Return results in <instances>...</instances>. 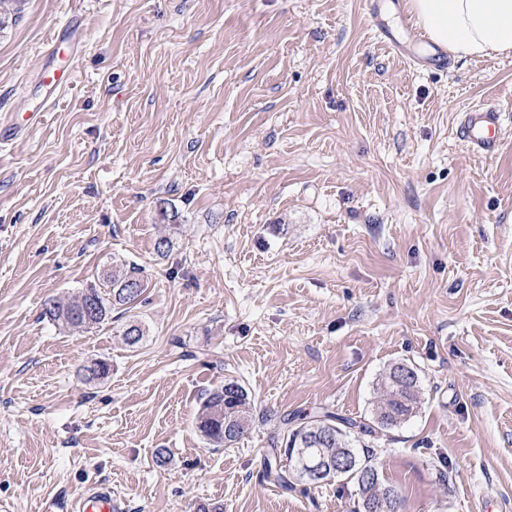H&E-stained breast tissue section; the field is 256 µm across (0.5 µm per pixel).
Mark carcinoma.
I'll return each instance as SVG.
<instances>
[{
	"instance_id": "carcinoma-1",
	"label": "carcinoma",
	"mask_w": 512,
	"mask_h": 512,
	"mask_svg": "<svg viewBox=\"0 0 512 512\" xmlns=\"http://www.w3.org/2000/svg\"><path fill=\"white\" fill-rule=\"evenodd\" d=\"M145 290L143 279L136 271L115 270L112 277L97 288L91 286L66 300L46 303L44 315L66 327L84 331L111 319L112 309L132 305ZM406 376L398 378L387 371L380 380V397L368 417H346L328 410L302 412L283 419L285 447L272 449L265 464L266 478L289 492H306L325 482L353 481L360 500L352 512H366V501L383 497L398 498L397 490L381 483L376 466L371 463L369 448L357 450L352 441L365 437L377 439V434L390 430L412 416L421 402V388L414 368L403 364ZM252 424V405L246 389L238 382L226 381L224 386L209 394L201 404L197 428L209 441L230 445L243 437ZM354 458L352 468L338 472L336 463L344 454ZM286 456L289 466L279 465L278 457ZM311 455H321L331 469L317 481L305 474V462Z\"/></svg>"
}]
</instances>
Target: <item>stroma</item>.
Wrapping results in <instances>:
<instances>
[{"label":"stroma","instance_id":"obj_1","mask_svg":"<svg viewBox=\"0 0 512 512\" xmlns=\"http://www.w3.org/2000/svg\"><path fill=\"white\" fill-rule=\"evenodd\" d=\"M486 103L493 157L457 137ZM0 136L8 512L95 482L120 512H352L354 483L286 493L263 459L286 415H370L397 363L422 389L374 442L399 512H512V54L415 70L366 0H24ZM123 265L147 285L137 347L127 318L44 317ZM228 379L253 426L217 447L196 421Z\"/></svg>","mask_w":512,"mask_h":512}]
</instances>
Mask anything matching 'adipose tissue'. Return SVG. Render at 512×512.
I'll use <instances>...</instances> for the list:
<instances>
[{"label":"adipose tissue","mask_w":512,"mask_h":512,"mask_svg":"<svg viewBox=\"0 0 512 512\" xmlns=\"http://www.w3.org/2000/svg\"><path fill=\"white\" fill-rule=\"evenodd\" d=\"M431 41L458 58L512 52V0H409Z\"/></svg>","instance_id":"1"}]
</instances>
